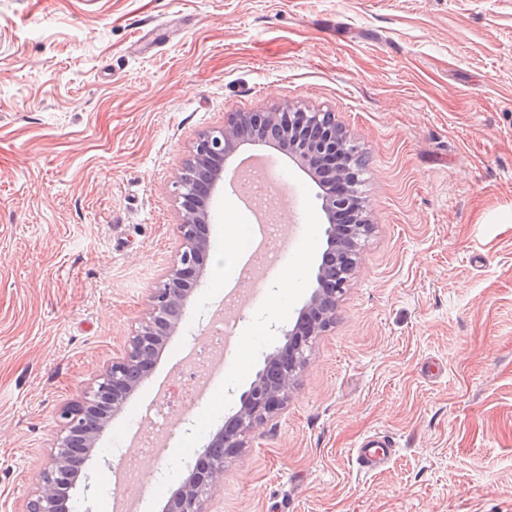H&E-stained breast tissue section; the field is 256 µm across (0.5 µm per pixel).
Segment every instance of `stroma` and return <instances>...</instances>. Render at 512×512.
<instances>
[{
    "mask_svg": "<svg viewBox=\"0 0 512 512\" xmlns=\"http://www.w3.org/2000/svg\"><path fill=\"white\" fill-rule=\"evenodd\" d=\"M332 112L366 159L371 234L284 410L224 463L203 512H512V0H0V512H25L59 433L126 346L180 245L176 181L228 112ZM318 224L286 311L275 279L224 319L233 380L179 370L229 281L206 256L150 375L90 451L75 512H107L141 414L168 388L162 512L316 288L319 187L274 152ZM210 243L253 222L230 182ZM263 324L265 337L248 331ZM397 449L374 473L365 436ZM396 446L394 438L388 435H375L365 439L356 449L355 461L358 469L370 473L384 467Z\"/></svg>",
    "mask_w": 512,
    "mask_h": 512,
    "instance_id": "1",
    "label": "stroma"
}]
</instances>
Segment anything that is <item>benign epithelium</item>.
<instances>
[{"instance_id": "1", "label": "benign epithelium", "mask_w": 512, "mask_h": 512, "mask_svg": "<svg viewBox=\"0 0 512 512\" xmlns=\"http://www.w3.org/2000/svg\"><path fill=\"white\" fill-rule=\"evenodd\" d=\"M287 145L284 153L303 163L317 161L346 142L343 127L333 112H294L277 109L267 112H229L224 126L200 134L192 154L178 177L181 222L177 225L182 248L177 260L151 293V304L127 346L112 364L97 376L83 400L63 407L59 413L61 430L51 461L27 502L26 512H61V501L70 498L76 487L86 454L104 431L111 411L118 410L139 387L151 368L159 347L183 316L197 281H189L209 240L204 233L211 223V201L218 191L224 160L244 145ZM322 211L328 227L326 243L331 256L318 268L317 288L306 302L301 317L283 331L288 347L267 357L265 367L240 399V407L230 425L224 426L207 444L188 478L173 493L164 512H202L205 490L223 482L224 458L246 447L248 436L283 408L305 364L304 347L311 337L324 331L336 318V298L348 285L359 258L358 238L371 230L368 223L354 226L353 239L337 237L331 220L343 199L323 193Z\"/></svg>"}]
</instances>
